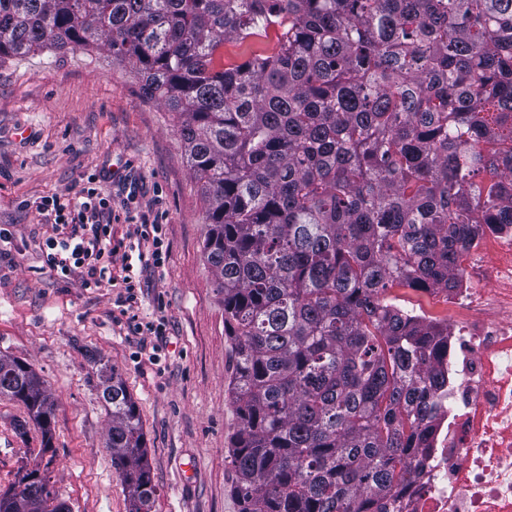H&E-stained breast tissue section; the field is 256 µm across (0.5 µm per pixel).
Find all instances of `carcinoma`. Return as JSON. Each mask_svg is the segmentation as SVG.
I'll return each instance as SVG.
<instances>
[{"instance_id": "cac0c4a2", "label": "carcinoma", "mask_w": 512, "mask_h": 512, "mask_svg": "<svg viewBox=\"0 0 512 512\" xmlns=\"http://www.w3.org/2000/svg\"><path fill=\"white\" fill-rule=\"evenodd\" d=\"M94 46L174 113L206 204L241 512H387L430 447L448 326L386 293L457 287L512 224V0H0V61ZM90 360L129 512H151L138 406ZM0 397L49 436L28 363L0 356ZM12 490L0 512H71L45 470ZM497 229L496 231L490 232L487 231L483 235L477 238L475 240L473 246L471 247L469 253L472 256L473 259L479 260L482 258L483 255V247L484 243L488 238H494L498 240L503 245H506L511 250L509 254V259L512 255V225L511 224H496ZM488 254L485 259L482 258V265L483 268L487 270H491L496 262H501L504 259V255L493 246V244L490 245V247L487 250Z\"/></svg>"}]
</instances>
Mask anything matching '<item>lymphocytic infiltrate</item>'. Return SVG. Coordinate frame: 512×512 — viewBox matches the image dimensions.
I'll return each instance as SVG.
<instances>
[{"instance_id": "1", "label": "lymphocytic infiltrate", "mask_w": 512, "mask_h": 512, "mask_svg": "<svg viewBox=\"0 0 512 512\" xmlns=\"http://www.w3.org/2000/svg\"><path fill=\"white\" fill-rule=\"evenodd\" d=\"M78 197L52 195L42 198L36 208L46 223L55 225L57 234L48 238L42 251L43 262L60 277L78 276L83 287L108 288L114 281L112 263L121 259L125 274L120 282L122 301L133 305L141 286L133 267L154 270L164 267L167 251L163 226L140 223L129 230L123 251L112 245V198L99 187V177H83Z\"/></svg>"}]
</instances>
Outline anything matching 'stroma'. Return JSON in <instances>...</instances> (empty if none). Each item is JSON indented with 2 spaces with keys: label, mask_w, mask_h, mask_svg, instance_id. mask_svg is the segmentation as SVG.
Here are the masks:
<instances>
[{
  "label": "stroma",
  "mask_w": 512,
  "mask_h": 512,
  "mask_svg": "<svg viewBox=\"0 0 512 512\" xmlns=\"http://www.w3.org/2000/svg\"><path fill=\"white\" fill-rule=\"evenodd\" d=\"M88 173L102 176L113 208L133 198L164 226L168 259L144 274L138 310L140 321L163 319V336L137 332L119 288H85L43 264L40 245L54 228L35 203L78 193ZM204 210L172 113L142 99L137 75L109 51L0 62V225L15 236L0 259V354L27 362L55 399L46 441L34 426L19 434L25 406L0 398V494L39 464L71 512H128L93 352L138 405L152 512H240L227 461L238 424L234 354L202 254Z\"/></svg>",
  "instance_id": "stroma-1"
}]
</instances>
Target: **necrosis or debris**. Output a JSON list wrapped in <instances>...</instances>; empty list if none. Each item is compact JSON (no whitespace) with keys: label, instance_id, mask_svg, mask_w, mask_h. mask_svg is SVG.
I'll return each instance as SVG.
<instances>
[{"label":"necrosis or debris","instance_id":"necrosis-or-debris-1","mask_svg":"<svg viewBox=\"0 0 512 512\" xmlns=\"http://www.w3.org/2000/svg\"><path fill=\"white\" fill-rule=\"evenodd\" d=\"M494 288L463 277L430 320L453 310L448 374L436 392L437 431L390 512H512V263L496 266Z\"/></svg>","mask_w":512,"mask_h":512}]
</instances>
